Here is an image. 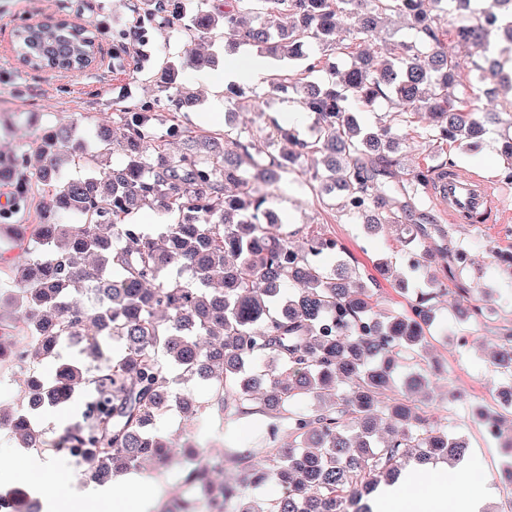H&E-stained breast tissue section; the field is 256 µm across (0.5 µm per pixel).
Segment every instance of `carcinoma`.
<instances>
[{"mask_svg": "<svg viewBox=\"0 0 512 512\" xmlns=\"http://www.w3.org/2000/svg\"><path fill=\"white\" fill-rule=\"evenodd\" d=\"M141 2L162 23L180 24L189 39L220 33L234 45L298 62L301 69L270 78V88L296 91L295 102L314 116L310 136L276 123L262 141L233 128L217 137L174 125L168 137L185 148L172 157L148 135L151 107L143 105L116 113L126 162L105 170L101 162L112 149L107 127L96 133V154L71 128L47 130L38 178L54 188L52 203L38 225V255L11 269L25 312L19 335L0 334V363H13L18 347L38 363L67 341L85 343L99 363H62L50 379L29 370L27 409L0 410V431L21 448L70 449L84 464L83 476L105 485L143 459L170 463L168 444L152 426L167 411L177 380L206 381L221 409L230 400H254L265 384L264 406L288 419L292 442L243 457L234 482L214 480L220 461L181 467L182 483L200 497L182 501L180 512H369L358 506L363 495L394 483L404 461L457 462L468 448L421 411L430 400L423 374L407 376L404 397L386 396L395 374L425 361L430 347L431 301L444 291L431 270L434 247L419 242L411 275L395 280L408 307L383 311L374 289L348 286L345 265L327 271L312 261L335 252V239L317 234L294 246L265 203L300 157L313 153L325 158V170L311 174L310 192L331 196L369 230L409 221L423 206V190L455 162L418 166L394 190L379 177L399 165L401 147L420 139L437 150L450 143L473 150L490 126H512V77L501 63L474 62L467 70L448 54L450 43L467 51L501 33L512 50V0L477 9L471 0H205L188 16L173 0ZM266 11L290 24L271 31L261 21ZM393 16L407 19L414 37L364 50ZM447 16L449 28L441 23ZM340 28L360 48L341 70L312 53L315 45L340 50ZM94 41L85 27L63 20L26 24L14 32L13 51L32 70L81 71L95 61ZM320 71L327 78L317 82ZM503 80L508 96L500 110L470 109L474 82ZM381 98L393 105L392 119L363 125L359 113ZM195 102L179 89L166 96L174 112ZM277 141L286 148L274 154L269 146ZM75 155L87 173L62 178L64 161ZM501 156L499 180L512 183L511 140ZM21 165L0 158V182L13 188L11 208L0 210L3 224L30 199ZM144 207L172 216L156 237L135 223ZM477 244H460L451 254L462 277ZM77 292L90 295V304L74 302ZM105 338L120 343L107 358L100 354ZM258 357L267 359L262 369L253 366ZM491 363L503 381L500 393L512 396L511 333L500 337ZM92 395L97 405L82 411V420L45 440L34 414ZM306 399L316 401L313 408L302 406ZM475 412L497 436L500 412ZM270 479L283 489L278 498L255 503L243 496L241 488ZM0 512H35L29 490L0 495Z\"/></svg>", "mask_w": 512, "mask_h": 512, "instance_id": "obj_1", "label": "carcinoma"}]
</instances>
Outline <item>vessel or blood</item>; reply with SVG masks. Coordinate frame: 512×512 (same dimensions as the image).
<instances>
[{
	"instance_id": "1",
	"label": "vessel or blood",
	"mask_w": 512,
	"mask_h": 512,
	"mask_svg": "<svg viewBox=\"0 0 512 512\" xmlns=\"http://www.w3.org/2000/svg\"><path fill=\"white\" fill-rule=\"evenodd\" d=\"M432 195L447 207L452 218L462 211L493 214L500 209V202L487 181L457 169L449 170L436 183Z\"/></svg>"
}]
</instances>
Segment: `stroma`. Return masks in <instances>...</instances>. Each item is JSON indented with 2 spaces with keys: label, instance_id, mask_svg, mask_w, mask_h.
<instances>
[{
  "label": "stroma",
  "instance_id": "stroma-1",
  "mask_svg": "<svg viewBox=\"0 0 512 512\" xmlns=\"http://www.w3.org/2000/svg\"><path fill=\"white\" fill-rule=\"evenodd\" d=\"M64 18L96 35L107 56L105 65L66 77L21 67L10 50L15 28L25 22H54ZM136 18L141 21V38L137 41L128 36V25ZM191 48L214 54L221 63L235 54L257 52L255 46L248 44L227 51L220 37L189 41L175 27L157 31L146 20L141 0H0V156L23 157L22 171L31 184L28 206L12 217L13 223L26 225V237L13 238L0 228V327L18 329L23 324L24 306L21 299L10 293L7 270L32 258L36 226L51 200V189L38 180L40 145L48 128L74 125L91 147L96 143L99 125L106 123L111 125L112 136L119 143L123 129L113 122L117 110L151 102L155 105L151 133L162 141L168 153L176 154L182 149L181 142L165 138L168 126L174 122L213 134L233 127L257 136L282 112H298L296 126L300 131H307L312 124L311 114L299 112L292 91L275 92L266 84L256 88L263 99L261 111L226 101L215 104L211 93L197 82L196 70L181 64L186 50ZM173 62L178 65L176 87L187 89L198 98L191 110L171 112L164 103L162 76ZM215 110L220 111L221 118L213 122L208 114ZM506 136L504 127L497 126L484 135L479 149L465 150L452 145L448 152L457 169L495 183L499 180L500 146ZM316 168L315 156L303 157L296 171L288 174L281 188L273 193L269 206L279 214L285 230L291 232L294 245H302L310 232L338 241L341 252L317 258L325 269H333L338 261H345L353 280L358 281L373 273L378 260H391V277L378 280L380 308L398 310L405 304L393 289L391 278L408 270L411 256L408 238L425 234L437 245L433 268L447 291L435 300L441 319L431 329L430 353L438 360L439 369L426 374L432 395L427 413L447 425L450 433L465 439L468 444L465 463L477 468L482 482L493 487V501L507 502L512 498V487L500 480L499 473L503 468H512V415L505 416L501 435L494 439L473 416L472 408L477 404H491L500 377L490 362V354L500 336L512 333V268L502 266L491 255L495 249L512 252V195L506 200L509 216L505 219L495 216L482 224H453L430 202L408 224H387L372 233L364 225L350 223L344 213L327 208L309 192L304 181ZM475 238L481 239L483 245L470 255V276L489 288L492 298L487 319L462 323L455 319L453 310L471 303L472 297L460 290L449 260L459 243ZM457 391L466 393L468 402L450 403L449 393ZM174 392L191 396L202 402L204 408L191 417L174 406L157 421L156 431L170 443L172 456H181L183 443H192L203 448L209 457L223 458L224 470L218 473V480L237 478L239 449L262 447L268 417L259 415L250 431L242 433L238 430L237 408L211 405L212 392L206 383L180 381L175 384Z\"/></svg>",
  "mask_w": 512,
  "mask_h": 512
}]
</instances>
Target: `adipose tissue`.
<instances>
[{
    "instance_id": "ef3b65f1",
    "label": "adipose tissue",
    "mask_w": 512,
    "mask_h": 512,
    "mask_svg": "<svg viewBox=\"0 0 512 512\" xmlns=\"http://www.w3.org/2000/svg\"><path fill=\"white\" fill-rule=\"evenodd\" d=\"M268 75L263 59L244 54L227 63L222 73H200L199 82L219 95L227 84H259ZM475 480L474 468L462 465L455 473V482L470 487L471 492L452 493L440 477L429 476L426 469L411 464L398 483L382 489L374 512H482L490 491L475 489ZM112 485L117 489L113 495L91 487L73 496L50 493L43 500L45 512H153L156 483L150 474H121L113 478Z\"/></svg>"
}]
</instances>
